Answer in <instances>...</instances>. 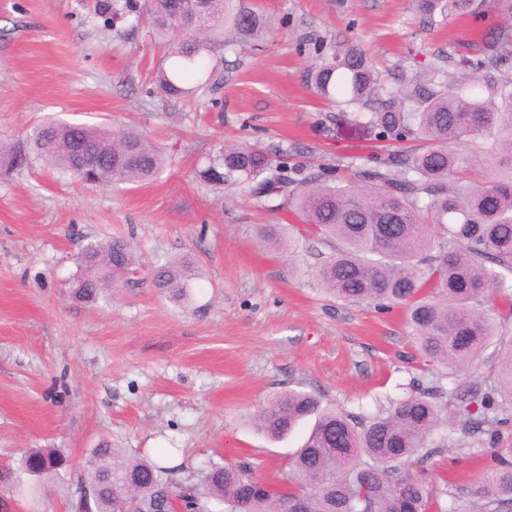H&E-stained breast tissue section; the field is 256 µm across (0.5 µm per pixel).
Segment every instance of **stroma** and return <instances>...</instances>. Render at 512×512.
Returning <instances> with one entry per match:
<instances>
[{
  "mask_svg": "<svg viewBox=\"0 0 512 512\" xmlns=\"http://www.w3.org/2000/svg\"><path fill=\"white\" fill-rule=\"evenodd\" d=\"M277 31L225 53L224 81L194 102L157 93L162 51L146 24L104 26L96 0H0V144L25 145L55 119L137 125L172 164L145 184L84 185L35 158L0 170V512H85L75 483L92 449L156 459L176 449L192 466L244 463L278 477L304 437L258 433L249 420L288 389L369 416L412 394L419 353L402 305L347 303L316 276L330 246L302 238L287 210L196 176L209 153L260 144L295 177L369 165L397 143L320 101L306 70L313 45L358 44L382 70L419 62L462 73L512 0L444 22H425L411 0H259ZM283 224L288 249L255 239ZM129 241L140 265L133 288L76 298L81 250ZM191 261L186 299L155 287L152 271ZM52 449L74 468L27 491L25 450ZM484 452L451 447L411 472L455 480L445 498L471 512Z\"/></svg>",
  "mask_w": 512,
  "mask_h": 512,
  "instance_id": "35a3bbf8",
  "label": "stroma"
}]
</instances>
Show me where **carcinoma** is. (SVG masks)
Listing matches in <instances>:
<instances>
[{
	"label": "carcinoma",
	"instance_id": "1",
	"mask_svg": "<svg viewBox=\"0 0 512 512\" xmlns=\"http://www.w3.org/2000/svg\"><path fill=\"white\" fill-rule=\"evenodd\" d=\"M97 0L95 14L109 24L145 15L154 41L166 50L157 72L160 92L171 98L207 92L222 83L214 58L244 43L266 41L272 16L259 0ZM432 21L473 12L476 0H413ZM308 70L314 93L373 127L387 141L419 140L424 147L396 154L374 167L350 166L336 184L318 176L290 180L265 150L220 147L199 171L211 186H239L269 201L282 199L307 232L334 245L317 275L325 289L349 303L408 305L421 356L418 370L471 367L487 349L486 371L463 384L436 385L366 418L324 407L313 394L290 390L253 417L257 432L283 439L312 421L288 471L273 484L241 465L163 467L120 448H96L87 482L78 491L87 512H208L209 501L227 512H434L437 484L403 468L424 463L452 442L447 415L464 435L489 437L492 461L471 494L475 512H512V444L502 429L512 424V334L499 310L512 314V23L495 28L472 65L475 92L463 94L439 66L409 68L397 76L378 71L356 44L319 43ZM196 85L186 87L187 79ZM478 141L471 153L453 145ZM79 143L84 163L71 148ZM33 152L89 185L144 183L167 167L161 149L133 127L118 130L48 120L30 136ZM22 168L26 152L0 147V164ZM260 241L279 247L284 228L262 224ZM86 274L73 286L93 300L106 286L124 287V272H137L131 243L89 245L80 257ZM194 276L185 263L153 272L160 290L186 296ZM26 471L58 477L69 460L30 449ZM185 473L181 480L170 474ZM277 493H272L271 489Z\"/></svg>",
	"mask_w": 512,
	"mask_h": 512
}]
</instances>
